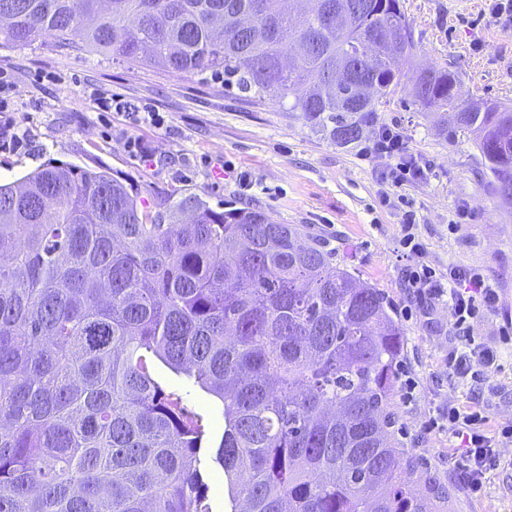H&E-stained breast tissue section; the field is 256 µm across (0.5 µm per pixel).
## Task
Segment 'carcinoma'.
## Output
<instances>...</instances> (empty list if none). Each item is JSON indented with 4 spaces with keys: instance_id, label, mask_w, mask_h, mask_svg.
I'll return each mask as SVG.
<instances>
[{
    "instance_id": "1",
    "label": "carcinoma",
    "mask_w": 512,
    "mask_h": 512,
    "mask_svg": "<svg viewBox=\"0 0 512 512\" xmlns=\"http://www.w3.org/2000/svg\"><path fill=\"white\" fill-rule=\"evenodd\" d=\"M0 0V46L52 36L176 73L222 75L339 147L374 130L413 48L401 0L348 28L314 0ZM251 12L247 31L237 15ZM401 31L407 48H387ZM370 57L366 82H331ZM421 110L474 136L512 190V111L428 69ZM403 331L388 295L292 224L184 194L151 210L102 166L49 161L0 183V512H209L205 436L159 359L224 406L212 461L231 512H440L395 446Z\"/></svg>"
}]
</instances>
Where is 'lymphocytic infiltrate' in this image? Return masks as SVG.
<instances>
[{
  "label": "lymphocytic infiltrate",
  "mask_w": 512,
  "mask_h": 512,
  "mask_svg": "<svg viewBox=\"0 0 512 512\" xmlns=\"http://www.w3.org/2000/svg\"><path fill=\"white\" fill-rule=\"evenodd\" d=\"M371 154L386 158H402L400 176L393 186H401L404 176L418 177L421 170L414 162L404 161V140L397 128L382 127L371 145ZM399 247L407 262L406 279L413 296L420 301L422 316H430L436 303L447 301L451 314L448 329V373L457 380H484L499 371L500 353L497 349L477 342L471 326L479 314L494 311L498 305V288L480 270L461 265L448 268L447 276L437 275L425 261L426 247L415 232L412 212H405ZM483 410L461 411L448 409V429L461 440L462 452L456 455L454 467L469 493L481 495L486 476L501 463L498 448L512 443V422L490 427Z\"/></svg>",
  "instance_id": "lymphocytic-infiltrate-1"
}]
</instances>
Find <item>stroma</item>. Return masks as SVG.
<instances>
[{
  "label": "stroma",
  "instance_id": "35a3bbf8",
  "mask_svg": "<svg viewBox=\"0 0 512 512\" xmlns=\"http://www.w3.org/2000/svg\"><path fill=\"white\" fill-rule=\"evenodd\" d=\"M413 31V73L458 71L463 98L512 107V31L483 16L481 0H403ZM0 181H15L55 159L104 166L126 177L150 208L188 193L228 208L257 206L280 224L300 226L336 250L344 264L393 301L404 333L393 410L397 448L416 457L419 469L453 490L451 512H512V443L500 450L504 467L489 473L482 496H471L453 469L459 441L441 420L449 406H483L492 422L512 421V364L488 384L448 375L447 304L431 320L420 318L399 258L398 234L413 211L425 259L437 273L449 265L482 268L495 281V311L475 320L478 341L499 346L512 328V204L503 203L470 134L442 133L420 112L411 77L403 79L379 115L382 126L401 132L408 157L424 166L423 177L392 187L395 161L363 155L360 145L341 148L305 124L278 100L258 98L211 75L175 74L61 46L44 37L25 48L0 47ZM108 93L139 110L156 113L159 125H138L121 112L96 111L91 92ZM22 135L25 147L10 148ZM141 141L152 152L143 160L128 146ZM246 173L241 190L224 167ZM467 209L466 222L457 213ZM154 379L181 395L200 415L206 442L201 467L211 488L209 512H230L224 473L211 461L224 432L222 404L185 374L155 361ZM412 402H405L407 384Z\"/></svg>",
  "mask_w": 512,
  "mask_h": 512
}]
</instances>
